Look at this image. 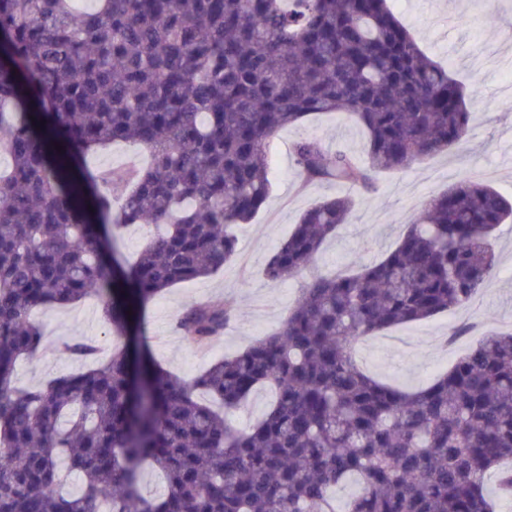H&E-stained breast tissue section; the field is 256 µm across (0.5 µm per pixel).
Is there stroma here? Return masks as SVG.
I'll return each instance as SVG.
<instances>
[{
  "label": "stroma",
  "mask_w": 512,
  "mask_h": 512,
  "mask_svg": "<svg viewBox=\"0 0 512 512\" xmlns=\"http://www.w3.org/2000/svg\"><path fill=\"white\" fill-rule=\"evenodd\" d=\"M399 21L418 39L422 50L448 68L466 90L476 93L469 104L470 130L458 149L428 163L378 176L373 193L354 192L350 222L328 239L316 265L327 271L383 259L434 198L474 169H495L493 188L512 195V0H391ZM310 138L366 160L365 133L338 114L309 116L281 130L274 142L273 187L265 208L243 225L238 252L223 270L210 277L176 285L156 297L140 323L153 357L166 369L192 377L215 360L232 354L275 328L294 306L302 286L295 278L273 283L263 268L276 246L287 239L305 210L316 202L343 194V187L321 181L300 188L291 147ZM496 269L466 306L414 324L398 325L359 342L357 358L377 379L404 388H419L447 371L476 345L478 334L452 337L465 323L482 330L512 329V224L501 225L494 243ZM232 300L236 316L223 338L206 350L189 345L175 328L176 316L199 301ZM98 297L46 309L37 316L44 330L38 355L21 361L15 383L40 387L53 377L80 370L65 355L63 342L84 338L102 353L112 349V330L103 321Z\"/></svg>",
  "instance_id": "stroma-1"
}]
</instances>
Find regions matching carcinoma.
I'll return each mask as SVG.
<instances>
[{"label":"carcinoma","instance_id":"obj_1","mask_svg":"<svg viewBox=\"0 0 512 512\" xmlns=\"http://www.w3.org/2000/svg\"><path fill=\"white\" fill-rule=\"evenodd\" d=\"M75 2L0 0V512H498L512 496V332L485 333L410 390L367 374L355 350L473 299L512 223V199L492 187L461 178L384 259L331 273L310 266L354 202L319 201L266 262L271 282L309 272L276 328L192 378L155 361L139 374L129 351L150 302L235 256L283 128L354 120L367 164L314 139L292 155L305 185L370 192L379 173L464 144V88L388 0ZM119 142L150 163L83 170ZM130 224L160 231L126 264L116 242ZM91 293L112 352L72 339L62 350L89 366L17 386V363L43 341L33 312ZM234 317L230 302H199L175 327L207 349ZM265 388L268 409L237 427ZM147 468L163 475L157 496L142 491ZM345 483L357 490L341 507Z\"/></svg>","mask_w":512,"mask_h":512}]
</instances>
